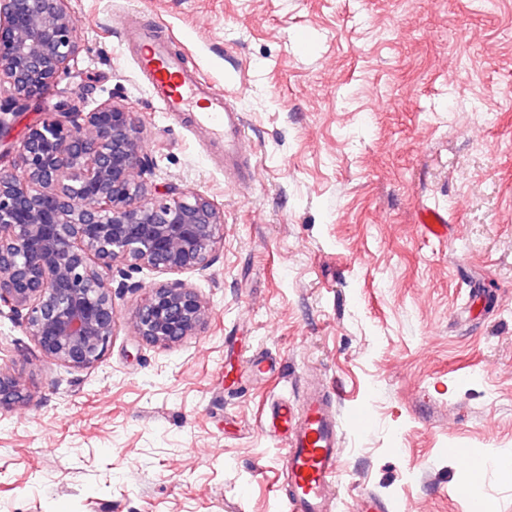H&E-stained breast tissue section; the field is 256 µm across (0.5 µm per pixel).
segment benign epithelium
I'll use <instances>...</instances> for the list:
<instances>
[{
    "label": "benign epithelium",
    "instance_id": "7a95c632",
    "mask_svg": "<svg viewBox=\"0 0 512 512\" xmlns=\"http://www.w3.org/2000/svg\"><path fill=\"white\" fill-rule=\"evenodd\" d=\"M68 0H0V83L11 94L0 112H17L57 85L77 61ZM142 127L123 106L85 111L72 95L30 126L16 161L0 167V317L30 336L45 358L74 371L100 361L116 323L112 269L121 287L145 291L134 328L146 342L172 345L196 334L207 304L177 280L131 281L207 269L224 242V213L203 194L170 188L156 196ZM24 388L0 372V407Z\"/></svg>",
    "mask_w": 512,
    "mask_h": 512
}]
</instances>
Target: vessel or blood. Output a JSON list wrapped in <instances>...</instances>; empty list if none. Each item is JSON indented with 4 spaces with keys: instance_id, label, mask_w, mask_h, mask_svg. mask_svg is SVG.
<instances>
[{
    "instance_id": "1",
    "label": "vessel or blood",
    "mask_w": 512,
    "mask_h": 512,
    "mask_svg": "<svg viewBox=\"0 0 512 512\" xmlns=\"http://www.w3.org/2000/svg\"><path fill=\"white\" fill-rule=\"evenodd\" d=\"M126 43L138 55L139 69L154 99L169 115L190 116L209 142L223 145L224 175L248 187L254 167L242 151L245 114L235 96L188 65L154 31L133 19L121 22ZM268 435L283 444L282 467L288 475L291 512H328L341 455L343 425L328 397L307 392L300 404L272 403L262 420Z\"/></svg>"
}]
</instances>
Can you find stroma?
Instances as JSON below:
<instances>
[{
    "label": "stroma",
    "instance_id": "obj_1",
    "mask_svg": "<svg viewBox=\"0 0 512 512\" xmlns=\"http://www.w3.org/2000/svg\"><path fill=\"white\" fill-rule=\"evenodd\" d=\"M81 46L57 87L7 115L27 128L82 91L142 122L150 181L224 211L212 265L183 274L207 325L170 345L134 332L113 273L105 356L73 372L0 318V512H289L269 399L315 384L345 425L335 512H470L446 448L512 452V0H68ZM134 14L237 90L250 190L162 111L118 21ZM448 218L428 237L426 207ZM272 358L254 375L250 358ZM478 495L512 512V472ZM23 391L24 388L16 378L0 372V407L23 401Z\"/></svg>",
    "mask_w": 512,
    "mask_h": 512
}]
</instances>
